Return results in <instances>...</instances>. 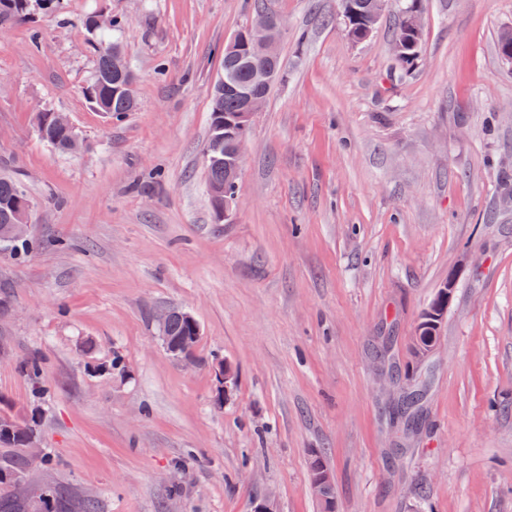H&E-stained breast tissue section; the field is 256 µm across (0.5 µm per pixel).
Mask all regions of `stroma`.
<instances>
[{"label": "stroma", "mask_w": 512, "mask_h": 512, "mask_svg": "<svg viewBox=\"0 0 512 512\" xmlns=\"http://www.w3.org/2000/svg\"><path fill=\"white\" fill-rule=\"evenodd\" d=\"M282 78L248 131L239 206L217 223L204 149L224 45L251 0H62L0 32V176L30 201L24 256L0 251V415L36 423L32 467L100 512H512V0H416L418 57L396 66L398 0L349 39L338 0H267ZM118 35L137 108L85 96L83 21ZM41 33L31 43L32 30ZM84 140L62 153L40 112ZM454 280L440 339L420 316ZM201 327L194 363L157 338V310ZM42 361L44 397L19 371ZM121 356L123 370L112 367ZM237 376L216 402L214 365ZM419 393L411 414L403 392ZM185 476L172 485L169 474ZM333 474L325 465L315 466L310 477L309 491L315 498L331 500L328 495L333 488Z\"/></svg>", "instance_id": "1"}]
</instances>
